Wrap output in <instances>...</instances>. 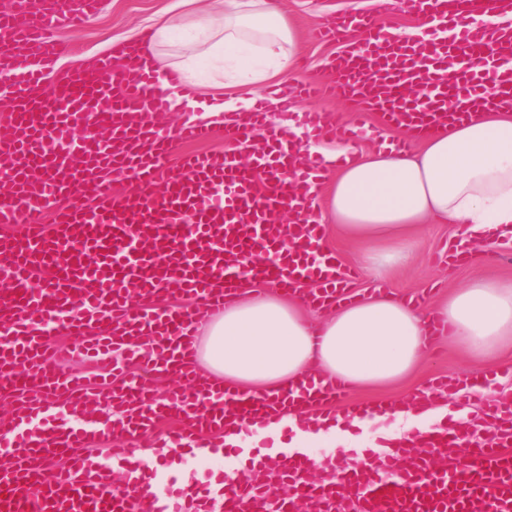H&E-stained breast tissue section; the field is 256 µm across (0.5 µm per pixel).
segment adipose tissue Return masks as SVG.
<instances>
[{
    "mask_svg": "<svg viewBox=\"0 0 512 512\" xmlns=\"http://www.w3.org/2000/svg\"><path fill=\"white\" fill-rule=\"evenodd\" d=\"M188 23L159 12L152 45L175 46L184 85L197 84L210 59L209 118L239 109L244 83L279 85L298 35L274 0H183ZM320 223L375 244L368 264H392L398 241L428 222L456 225V242L481 244L512 229V112L491 110L423 137L416 152L385 144L358 147L354 159L316 189ZM303 298L272 291L228 297L222 315L202 327L200 359L228 388L263 394L309 372L359 387H381L409 375L430 343L432 322L473 359L512 345V286L477 276L440 297L430 313L375 289L334 306L315 322Z\"/></svg>",
    "mask_w": 512,
    "mask_h": 512,
    "instance_id": "adipose-tissue-1",
    "label": "adipose tissue"
}]
</instances>
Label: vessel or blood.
Here are the masks:
<instances>
[{
	"label": "vessel or blood",
	"instance_id": "vessel-or-blood-1",
	"mask_svg": "<svg viewBox=\"0 0 512 512\" xmlns=\"http://www.w3.org/2000/svg\"><path fill=\"white\" fill-rule=\"evenodd\" d=\"M507 0H416L437 22L436 37L401 45L383 36L374 18L348 13L328 19L322 38L344 42L331 77L295 87L292 98L341 99L358 120L339 127L320 112L303 121L316 140L355 143L378 127L407 126L420 133L475 116L494 104L512 108V23L471 29L472 12L498 16ZM0 9V67L9 66V132L0 137V162L11 183L0 199V225H21L0 239V391L15 398L10 421V461L0 467V512H210L211 497L168 491L178 475L157 474L141 459L143 439L183 448L281 412L303 414L324 401L351 415L368 404L349 401V382L312 375L276 398L230 392L199 371L198 345L186 316L170 307L135 310L133 293L194 296L206 313L224 311V299L244 282L260 281L282 293L306 286L309 303L324 305L349 288L354 274L324 256L325 227L314 215L312 185L327 167L306 157L304 146L284 134L257 105L224 124L226 142L250 148L249 164L224 152H200L215 130L206 122L183 124L162 134L154 118L169 108L180 78L157 74L140 58L114 47L93 67L60 78L43 95L55 71L58 45L52 25L94 16L101 0H22ZM362 43H346L350 30ZM191 144L177 166L168 157L174 142ZM135 181L140 192L109 188V175ZM76 204L57 206L53 228L36 218V206L63 195ZM299 221L279 224L282 207ZM45 271L43 287L31 280ZM105 331H95V324ZM65 344L58 356L108 362L112 351L128 361L171 370L188 389L156 398L143 382L120 378L106 395L116 411L98 421L86 405L89 378L55 372L47 348L53 335ZM487 377L465 379L466 412L450 417L444 431H412L398 447L381 453L353 449L337 460L339 479L306 481L308 454L276 460L239 445L252 479L224 480L223 512H512V399L484 400ZM438 377L403 407L420 413L448 394ZM110 440L109 455L132 478L122 496L112 491L113 471L92 466L93 438ZM467 463L437 472L438 459ZM287 496H278V488Z\"/></svg>",
	"mask_w": 512,
	"mask_h": 512
}]
</instances>
